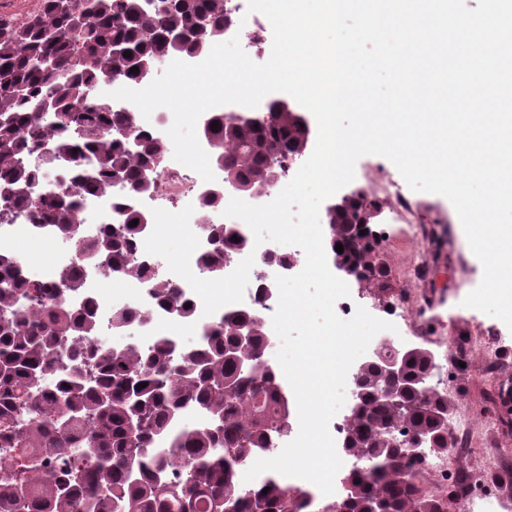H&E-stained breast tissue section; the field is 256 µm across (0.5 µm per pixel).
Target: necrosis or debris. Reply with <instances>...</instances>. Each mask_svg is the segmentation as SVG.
Segmentation results:
<instances>
[{"mask_svg": "<svg viewBox=\"0 0 512 512\" xmlns=\"http://www.w3.org/2000/svg\"><path fill=\"white\" fill-rule=\"evenodd\" d=\"M247 7L248 0H224V37L228 40L239 38L244 52L254 62L263 63L270 56L268 46L272 27L264 15L248 13ZM173 121L172 112L165 107L156 108L150 117L140 116L136 119L139 129L149 134L161 154L157 165L151 169V185L147 191L140 192L131 186H116L87 200L82 210L84 236L93 241L116 220L114 202L127 195L134 196L146 227L134 242L132 257L144 265L145 277L128 278L102 268L89 269L88 258L59 249L51 228L37 226L30 216L22 214L9 222L0 221V247H6L19 256L24 268H38L43 281H52L60 266L76 264L82 268L83 291L79 296L70 298L69 305L78 309L83 304H90L102 334H111L116 329L112 295H106L101 287L104 279L112 280L116 286L114 295L121 296L125 305L150 310V318L139 325L133 340L134 347L143 351L150 350L156 338L166 335L169 325L174 322L180 323L182 329L196 336L202 325L220 318L224 311L276 308L279 292L275 278L280 272L277 259H287L289 271L293 274L300 272L305 264V254L301 248L266 242L227 258L224 264L226 289L223 294L214 295L205 291V284L211 283L215 275L203 267L200 258L212 249L213 242L201 236L200 225L224 224L248 232L249 227L245 222L225 216L230 199L238 198L253 205L270 202L292 180L301 163L286 159L282 175L258 194L225 182L223 169L213 166L216 181L224 185V194L208 204L204 201L207 181L168 154L170 138L167 131ZM359 179L366 192L380 194L385 200L387 218L395 224L396 237L400 242L423 244L428 241L430 227L426 221L418 218V206L412 196L404 193L389 178L378 176L370 170L362 171ZM175 227L182 230L187 242V251L179 262L170 260L164 248L165 240ZM266 254L273 256L272 264H262L261 258ZM157 273L162 274L172 287L178 288L183 299L190 303L189 316L179 319L159 306L148 281L149 276ZM386 303L395 328L377 333L372 339L373 344L392 342L400 335L420 334L424 314L414 295L395 293L387 298ZM476 453L474 425L453 418L448 426L447 454L425 456L418 463L417 471L428 483L437 486L440 497H453L464 512H512L511 501L482 490L492 475L511 471L512 465L498 458L488 468L460 470L459 460Z\"/></svg>", "mask_w": 512, "mask_h": 512, "instance_id": "necrosis-or-debris-1", "label": "necrosis or debris"}]
</instances>
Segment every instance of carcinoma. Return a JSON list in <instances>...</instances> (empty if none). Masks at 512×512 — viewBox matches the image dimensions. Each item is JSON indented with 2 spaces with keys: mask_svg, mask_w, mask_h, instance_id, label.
Listing matches in <instances>:
<instances>
[{
  "mask_svg": "<svg viewBox=\"0 0 512 512\" xmlns=\"http://www.w3.org/2000/svg\"><path fill=\"white\" fill-rule=\"evenodd\" d=\"M41 0L22 25L0 23V214L35 211L75 254L109 260L108 270L140 278L143 266L130 246L143 224L134 201L117 208L121 223L93 244L77 233L82 201L115 184L149 185L134 110L114 109L93 98L105 78L138 79L130 72L168 53L197 54L224 41V0ZM129 51L131 57L117 56ZM270 120L231 119L210 132V149L224 176L245 188L268 186L269 153L306 148V131L292 112ZM47 145L61 159L75 160L70 189L35 202L43 172L31 163ZM342 242L347 263L373 271L375 237ZM216 246L204 255L209 268L229 254L249 249L231 228L206 229ZM240 238L235 242L232 237ZM76 265L58 268L46 283L24 273L11 253L0 250V448L11 462L0 471V512H309V502L270 471L246 482L244 467L272 454V440L288 433L289 403L269 361L265 324L251 312L230 311L204 327L194 345L167 336L142 353L99 342L94 314L71 309L66 300L82 292ZM151 292L180 315V293L155 278ZM150 317L120 308V327ZM251 327L247 353L234 351L237 332ZM409 379L429 380V350L418 346L404 364ZM382 361L355 375L357 408L345 432L343 453L362 455V469L346 473L354 490L321 512H443L440 498L418 486L409 441L426 433L433 450L448 448L443 423L448 396L437 389L409 392L397 406L383 396ZM145 382L147 386L138 387ZM188 409L205 423L184 427Z\"/></svg>",
  "mask_w": 512,
  "mask_h": 512,
  "instance_id": "carcinoma-1",
  "label": "carcinoma"
}]
</instances>
